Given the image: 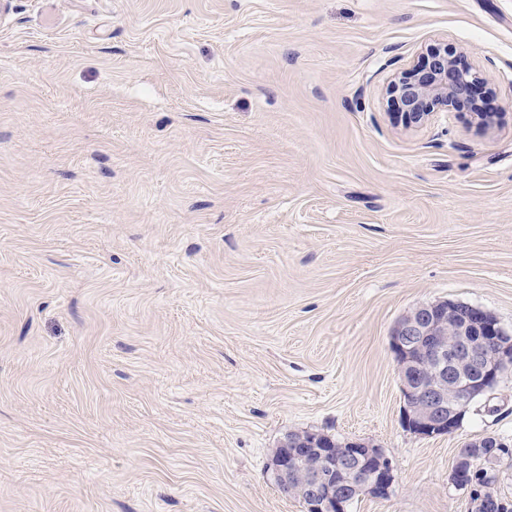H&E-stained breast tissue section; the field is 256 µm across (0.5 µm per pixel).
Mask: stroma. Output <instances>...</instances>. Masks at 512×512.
<instances>
[{"instance_id": "stroma-1", "label": "stroma", "mask_w": 512, "mask_h": 512, "mask_svg": "<svg viewBox=\"0 0 512 512\" xmlns=\"http://www.w3.org/2000/svg\"><path fill=\"white\" fill-rule=\"evenodd\" d=\"M438 43L485 129L406 125ZM462 302L512 332V0H10L0 11V512H305L293 432L380 449L347 512H471L512 372L402 421L390 334ZM428 54L423 65L402 71L389 86L406 123L422 124L433 112H462L477 123L491 124L493 116L480 92L494 93L490 79L477 68L463 66L457 49L448 44L436 45Z\"/></svg>"}]
</instances>
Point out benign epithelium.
<instances>
[{"mask_svg": "<svg viewBox=\"0 0 512 512\" xmlns=\"http://www.w3.org/2000/svg\"><path fill=\"white\" fill-rule=\"evenodd\" d=\"M494 93L490 79L479 69L460 62L457 49L446 44L429 50L421 66L404 70L389 86L391 99L406 123L419 125L434 112H462L483 125L493 116L481 93ZM475 306L458 309L444 301L412 309L394 327L390 348L398 365L404 397L403 420L415 434L432 437L454 429L462 409L499 384L512 367V335L495 319L474 315ZM488 446L481 473L470 475L454 466L455 486L469 491L475 512H498L490 503L485 475L512 457V447L485 437L460 449L468 456ZM303 462L310 474L297 492L288 479ZM270 468L280 491L301 499L305 512H347L362 494L386 498L392 483L388 461L376 448L362 443L344 445L310 432L292 433L281 442Z\"/></svg>", "mask_w": 512, "mask_h": 512, "instance_id": "7a95c632", "label": "benign epithelium"}]
</instances>
